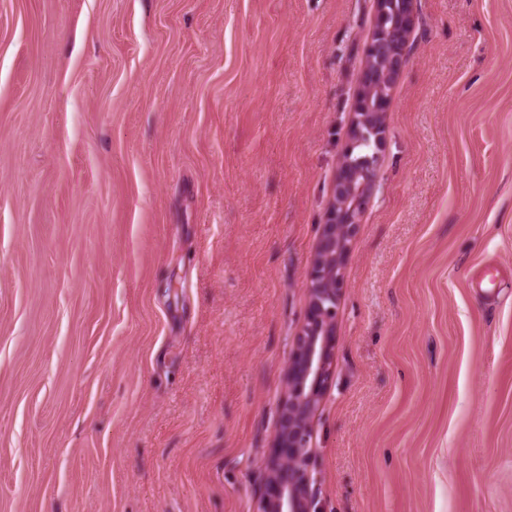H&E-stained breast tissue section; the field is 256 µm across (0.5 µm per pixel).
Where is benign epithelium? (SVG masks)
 Instances as JSON below:
<instances>
[{"mask_svg":"<svg viewBox=\"0 0 512 512\" xmlns=\"http://www.w3.org/2000/svg\"><path fill=\"white\" fill-rule=\"evenodd\" d=\"M415 26L413 0H376L365 66L348 139L340 158L332 201L306 278L309 311L285 367V392L279 405L274 448L261 460L258 512H322L311 418L332 376L336 310L344 292V269L361 216L376 190L375 166L385 145L380 123L400 76ZM374 125L376 149L361 167L346 162L361 133Z\"/></svg>","mask_w":512,"mask_h":512,"instance_id":"obj_1","label":"benign epithelium"}]
</instances>
